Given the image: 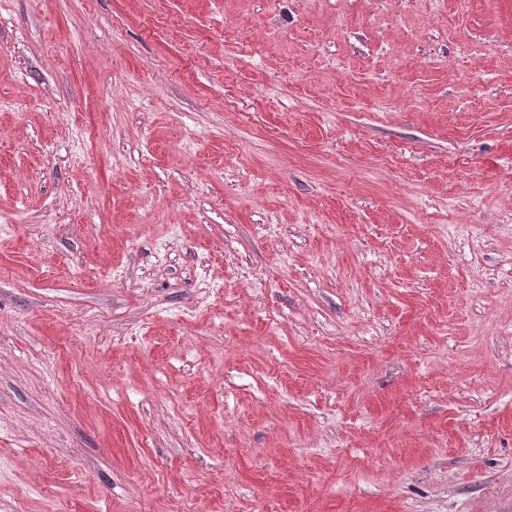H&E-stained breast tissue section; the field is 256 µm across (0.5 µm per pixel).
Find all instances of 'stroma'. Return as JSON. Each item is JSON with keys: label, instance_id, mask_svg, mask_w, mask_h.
Wrapping results in <instances>:
<instances>
[{"label": "stroma", "instance_id": "obj_1", "mask_svg": "<svg viewBox=\"0 0 512 512\" xmlns=\"http://www.w3.org/2000/svg\"><path fill=\"white\" fill-rule=\"evenodd\" d=\"M0 512H512V0H0Z\"/></svg>", "mask_w": 512, "mask_h": 512}]
</instances>
